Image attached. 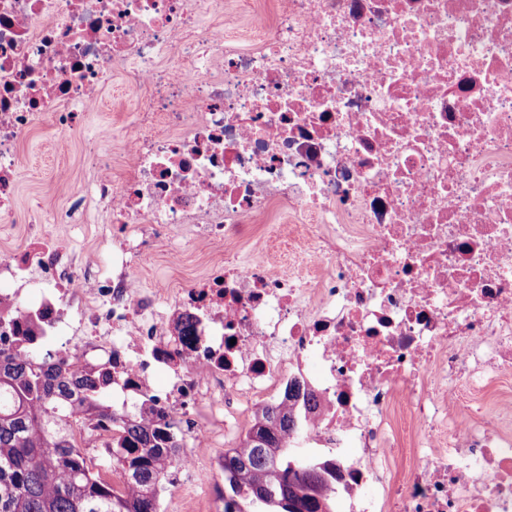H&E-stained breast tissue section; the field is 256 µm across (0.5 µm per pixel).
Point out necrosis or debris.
<instances>
[{"mask_svg":"<svg viewBox=\"0 0 512 512\" xmlns=\"http://www.w3.org/2000/svg\"><path fill=\"white\" fill-rule=\"evenodd\" d=\"M230 0H0V350L23 333L112 411L150 419L176 464L158 492L224 473L236 407L288 401L290 447L331 465L351 512H512V410L465 389L512 374V0H277L250 45L202 24ZM135 64L152 90L110 177L108 275L13 197L21 140ZM222 73L210 75L213 65ZM301 225L305 267L245 264L235 247L272 211ZM223 263L178 288L139 285L174 230ZM39 287L37 304L23 294ZM164 375L157 388L153 380ZM413 427L391 472L382 421ZM468 412V422L457 419Z\"/></svg>","mask_w":512,"mask_h":512,"instance_id":"4bbe7bcc","label":"necrosis or debris"}]
</instances>
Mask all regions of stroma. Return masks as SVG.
<instances>
[{
  "instance_id": "35a3bbf8",
  "label": "stroma",
  "mask_w": 512,
  "mask_h": 512,
  "mask_svg": "<svg viewBox=\"0 0 512 512\" xmlns=\"http://www.w3.org/2000/svg\"><path fill=\"white\" fill-rule=\"evenodd\" d=\"M145 98V90L134 87L130 74L119 73L86 108L75 134L58 135L47 120L33 128L18 148L15 196L20 211L53 213L67 207L76 189L90 186L99 175L92 154L116 151L130 114L143 105ZM56 230L80 251L87 265L107 271L112 242L97 197L85 196L80 223L60 224ZM258 231L268 240L269 260L286 271L298 266L299 255L291 246L294 233L285 216L272 212L262 219ZM223 256V247L199 242L175 267L168 261L166 245H159L142 265L140 284L145 288L179 287Z\"/></svg>"
}]
</instances>
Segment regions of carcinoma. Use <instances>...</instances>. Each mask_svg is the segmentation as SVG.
<instances>
[{"mask_svg": "<svg viewBox=\"0 0 512 512\" xmlns=\"http://www.w3.org/2000/svg\"><path fill=\"white\" fill-rule=\"evenodd\" d=\"M0 354V512H160L155 491L174 466L165 432L110 411L95 380L82 382L80 411L112 425L109 467L129 491H112L74 445L73 392L43 363L44 348ZM288 409L261 410L246 438L224 452L223 512H333L322 501L326 468L282 443Z\"/></svg>", "mask_w": 512, "mask_h": 512, "instance_id": "cac0c4a2", "label": "carcinoma"}]
</instances>
